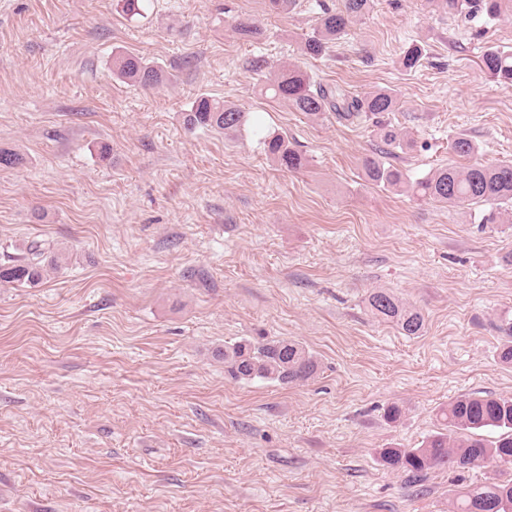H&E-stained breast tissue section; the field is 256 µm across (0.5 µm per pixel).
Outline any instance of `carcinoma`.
Here are the masks:
<instances>
[{"mask_svg": "<svg viewBox=\"0 0 512 512\" xmlns=\"http://www.w3.org/2000/svg\"><path fill=\"white\" fill-rule=\"evenodd\" d=\"M371 2L342 0L339 9L323 10L312 35L304 42V52L311 57L322 55L329 43L345 34L351 21L369 13ZM429 2L450 16L495 20L512 15V0ZM233 29L246 40L261 33L259 21L251 17L236 19ZM422 57L421 48L413 45L404 51L400 64L404 70L411 71L420 65ZM480 63L481 68L498 82L512 86V51L489 46L482 53ZM112 74L123 82L144 88L156 87L165 78L161 67L128 53L112 55ZM262 92L312 118L331 112L338 119L352 120L393 112L398 106L397 95L392 90L352 96L338 86L326 87L316 83L295 65L280 69L264 85ZM183 125L188 131L206 128L225 134L237 133L249 125V115L236 106L200 95L183 114ZM378 138L384 149L361 160L368 181L439 203L488 206L492 212L512 205V163L467 166L450 163L412 181L401 169L384 161V156L391 154L392 149L403 146L398 129L382 123L378 127ZM263 145L269 157L284 170L297 172L306 164L305 157L282 135L265 136ZM450 150L455 156L470 157L478 147L475 141L463 134L452 141ZM59 263L58 256L50 255V244L33 240L22 258L0 266V284L34 288L43 281L47 267L55 268ZM368 306L374 317L396 325L407 336H418L424 329L423 315L387 291L371 293ZM502 331L506 340L500 348L499 360L512 365V322L506 323ZM218 356L224 358V369L228 375L239 381L258 379L288 385L307 381L318 370V362L310 352L286 339L255 343L244 340L224 346L218 351ZM438 417L443 431L427 437L417 448L382 449L380 459L383 466L413 478L435 469H465L488 460L512 466V397L462 395L441 408ZM487 429L499 430V436L490 441L483 438L482 431ZM453 512H512V481L476 485L457 492Z\"/></svg>", "mask_w": 512, "mask_h": 512, "instance_id": "cac0c4a2", "label": "carcinoma"}]
</instances>
